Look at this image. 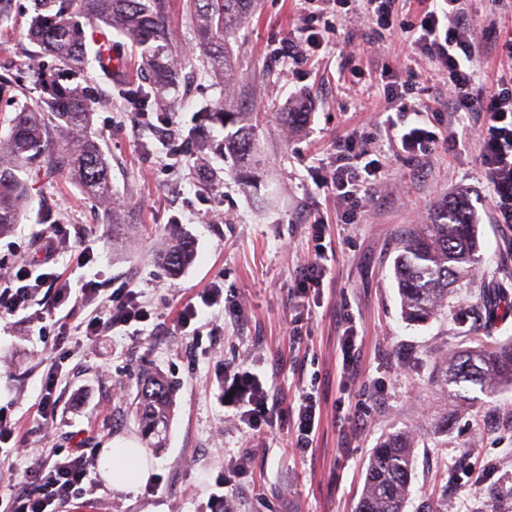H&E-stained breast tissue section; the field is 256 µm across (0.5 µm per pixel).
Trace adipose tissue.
Masks as SVG:
<instances>
[{"mask_svg":"<svg viewBox=\"0 0 512 512\" xmlns=\"http://www.w3.org/2000/svg\"><path fill=\"white\" fill-rule=\"evenodd\" d=\"M99 470L113 488L130 492L148 483L154 472V463L145 449L116 439L110 447L102 449Z\"/></svg>","mask_w":512,"mask_h":512,"instance_id":"ef3b65f1","label":"adipose tissue"}]
</instances>
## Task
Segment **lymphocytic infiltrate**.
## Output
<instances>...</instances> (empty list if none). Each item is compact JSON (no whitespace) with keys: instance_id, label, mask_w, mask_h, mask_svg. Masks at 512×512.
<instances>
[{"instance_id":"lymphocytic-infiltrate-1","label":"lymphocytic infiltrate","mask_w":512,"mask_h":512,"mask_svg":"<svg viewBox=\"0 0 512 512\" xmlns=\"http://www.w3.org/2000/svg\"><path fill=\"white\" fill-rule=\"evenodd\" d=\"M397 0H320L298 33L283 38L274 50L283 64L317 57L326 45V33L349 12L364 14L377 31L398 34L409 52L395 65L382 68L381 84L386 109L385 123L395 132L400 151L408 159L428 155L438 144L458 146L455 134L439 136L421 120L402 124L409 95H416V112L466 113L477 116L480 161L495 202L499 223L512 226V71L490 79L486 90H479L480 76L473 65L477 41H485L500 58L512 62V38H502L496 20L477 28L463 0H418L415 18L401 19ZM434 65L439 83L447 84L448 97H440L437 86L423 83L415 69L417 61ZM381 177L379 160L368 148L354 140L336 145V168L330 186L345 218H354L365 198ZM50 245L38 265L12 262L8 266V287L0 289V320L24 316L30 322H45L50 310L68 314L85 310L75 330L86 337L103 336L114 329L151 319L142 292L118 288L103 294L96 282L84 281L79 287L61 281L52 267L56 248L68 244L71 231L63 224L47 225L43 234ZM330 269L324 248H317L312 261L299 268L288 294L297 306H304L320 294ZM53 292L51 307L40 306L44 289ZM224 404L235 408L238 421L253 431L272 426L290 417L295 432L294 447L308 452L318 431L322 414L314 392H299L294 401L277 397L264 374L240 365L224 369ZM26 441L15 422L0 412V467L10 470L8 483L0 487V512H65L74 500L87 495L90 462L84 455L61 458L32 456L22 469L13 465Z\"/></svg>"}]
</instances>
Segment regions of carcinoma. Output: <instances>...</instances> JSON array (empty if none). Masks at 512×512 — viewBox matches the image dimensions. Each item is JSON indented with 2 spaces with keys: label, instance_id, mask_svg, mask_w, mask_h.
<instances>
[{
  "label": "carcinoma",
  "instance_id": "cac0c4a2",
  "mask_svg": "<svg viewBox=\"0 0 512 512\" xmlns=\"http://www.w3.org/2000/svg\"><path fill=\"white\" fill-rule=\"evenodd\" d=\"M256 0H186L185 9L197 28L195 52L183 51L168 23V0H36V15L23 37L56 61L53 72L38 73L41 100L24 103L0 138V235L19 223L26 200L25 176L65 174L101 202L112 203L109 161L98 138L91 135L97 101L82 82L61 81L59 75L80 76L91 67L108 77L112 72V35L125 37L141 50L154 75L152 92L131 94L136 112H154L155 99L177 86L179 72L202 59L215 78L230 79L235 66L231 41ZM99 30L102 40L89 45L84 28ZM234 101L199 111L198 127L227 129L215 150L236 162L255 149L251 113L235 111ZM468 198L445 200L434 222L410 234L399 246L394 272L405 318L425 323L435 317L448 288L468 275L475 263L476 241ZM161 251L163 265L180 273L194 259V241L177 227ZM470 383L512 385V341L482 346L448 360L443 373L448 403L464 398L457 387ZM174 403V389L161 375L144 377L137 389L135 414L147 437L162 438ZM414 446L405 432L388 436L372 451L356 512H404L411 481Z\"/></svg>",
  "mask_w": 512,
  "mask_h": 512
}]
</instances>
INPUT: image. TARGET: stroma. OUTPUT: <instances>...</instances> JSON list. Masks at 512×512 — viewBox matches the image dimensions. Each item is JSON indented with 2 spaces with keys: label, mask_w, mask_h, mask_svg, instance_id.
Returning a JSON list of instances; mask_svg holds the SVG:
<instances>
[{
  "label": "stroma",
  "mask_w": 512,
  "mask_h": 512,
  "mask_svg": "<svg viewBox=\"0 0 512 512\" xmlns=\"http://www.w3.org/2000/svg\"><path fill=\"white\" fill-rule=\"evenodd\" d=\"M35 0H9L10 21L0 26V77L13 94L0 95V134L17 104L40 90L33 67L50 65L23 34ZM303 0H258L233 45L241 65L228 87L186 68L168 136L141 124L125 93L151 91V74L129 41L114 38L123 61L120 79L89 72L85 83L101 105L93 132L109 160L113 201L133 214L122 242L112 239V213L68 178H30L20 224L0 237V256L36 260L45 215L77 225L94 240L83 256L71 239L55 265L62 280L98 282L105 292L132 284L144 289L158 318L138 331L93 340L69 337L64 348L43 343L38 324L0 321V411L17 421L30 448L44 454L89 456L122 438L149 449L157 473L135 492L113 489L92 472V500L83 512H209L215 481L225 480L233 512H355L368 459L387 435L404 431L415 442L405 512H512V386L471 388V407L459 409L447 434L435 431L448 406L438 376L454 352L479 341L512 339V227L497 223L476 141L431 153L424 162L401 156L384 128L381 85L369 77L402 59L400 39L372 37L367 22L353 17L328 36L330 54L283 67L272 49L303 27ZM367 72L357 92L348 91L342 67ZM233 91L241 111L261 113L254 130L258 157L253 181L191 143L197 110ZM312 98L300 128L281 121L289 101ZM373 143L381 153L382 180L354 223L323 178L336 163V144ZM219 171L215 184L205 171ZM464 193L478 222V261L448 292L440 315L426 324L405 320L393 274L403 238L431 223L447 196ZM327 224L324 244L333 271L309 315L291 324L288 290L296 270L315 253L307 226ZM179 226L195 241V259L169 275L157 255L168 230ZM220 281L226 308L206 315L199 335L176 327V313ZM503 286L502 308L488 316L476 298ZM355 321L360 362L341 382L337 323ZM251 364L272 380L275 393L293 400L301 386L317 385L322 423L313 449H291L286 421L253 432L229 415L223 403L224 366ZM59 378L56 418L42 421L38 404L48 369ZM161 372L177 389L162 447L145 437L130 408L144 372ZM246 456V472L231 458ZM471 484L462 493L463 484Z\"/></svg>",
  "instance_id": "35a3bbf8"
}]
</instances>
